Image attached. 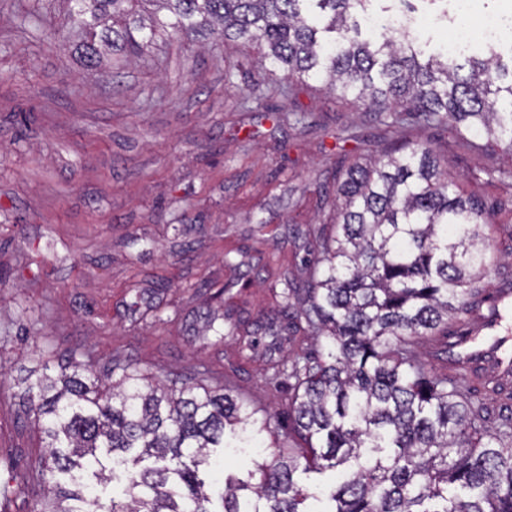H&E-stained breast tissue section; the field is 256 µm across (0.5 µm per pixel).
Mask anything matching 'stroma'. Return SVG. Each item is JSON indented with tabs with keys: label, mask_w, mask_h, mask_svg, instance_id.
Here are the masks:
<instances>
[{
	"label": "stroma",
	"mask_w": 512,
	"mask_h": 512,
	"mask_svg": "<svg viewBox=\"0 0 512 512\" xmlns=\"http://www.w3.org/2000/svg\"><path fill=\"white\" fill-rule=\"evenodd\" d=\"M75 34L64 0H0V482L41 453L18 378L75 351L158 379L196 366L286 420L264 328L284 281L308 279L342 154L431 141L468 193L503 204L488 284L512 280V154L486 139L381 124L314 80L251 92L237 42L173 34L90 70L58 44ZM214 312L234 330L221 343Z\"/></svg>",
	"instance_id": "stroma-1"
}]
</instances>
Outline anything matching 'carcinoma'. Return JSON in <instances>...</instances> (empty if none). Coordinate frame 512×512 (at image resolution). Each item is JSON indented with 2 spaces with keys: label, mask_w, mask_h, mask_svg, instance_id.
<instances>
[{
  "label": "carcinoma",
  "mask_w": 512,
  "mask_h": 512,
  "mask_svg": "<svg viewBox=\"0 0 512 512\" xmlns=\"http://www.w3.org/2000/svg\"><path fill=\"white\" fill-rule=\"evenodd\" d=\"M377 0H66L87 68L143 53L173 32L218 37L256 52L269 79L321 82L393 123L452 120L512 151V57L434 51L410 0L399 27L362 37ZM502 207L467 195L447 159L422 139L336 169V233L313 229L304 288L284 281L278 352L288 426L196 367L165 384L113 356L106 372L71 356L54 378L18 381L46 453L0 483V512L49 480L33 512H512V415L490 425L486 400L512 386L472 359L443 370L426 346L470 336L496 311L485 279ZM248 457L242 477L217 476L223 457ZM334 472L310 487L309 474ZM121 499L103 502L109 485Z\"/></svg>",
  "instance_id": "carcinoma-1"
}]
</instances>
